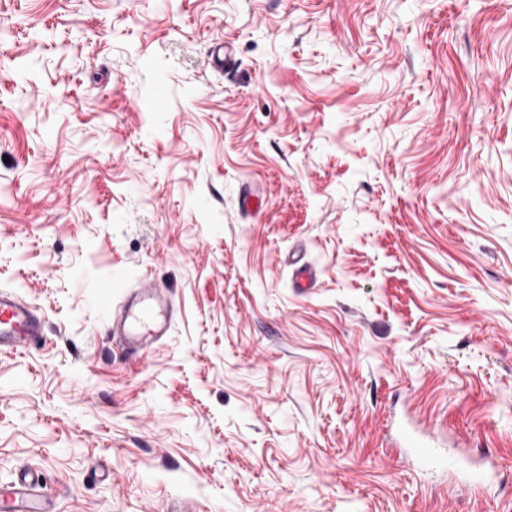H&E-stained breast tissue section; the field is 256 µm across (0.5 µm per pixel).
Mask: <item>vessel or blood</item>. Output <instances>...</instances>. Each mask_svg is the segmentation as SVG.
Returning <instances> with one entry per match:
<instances>
[{
	"label": "vessel or blood",
	"instance_id": "vessel-or-blood-1",
	"mask_svg": "<svg viewBox=\"0 0 512 512\" xmlns=\"http://www.w3.org/2000/svg\"><path fill=\"white\" fill-rule=\"evenodd\" d=\"M175 307L171 296L139 281L127 288L116 307L112 333L119 346L135 355L157 346L168 335ZM46 334V320L31 303L12 291L0 290V353L21 354ZM402 460L424 472L450 459L435 437L426 433L410 415L395 423ZM0 512H51L38 476L26 472L8 486L0 485Z\"/></svg>",
	"mask_w": 512,
	"mask_h": 512
}]
</instances>
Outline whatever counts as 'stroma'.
I'll return each instance as SVG.
<instances>
[{"mask_svg":"<svg viewBox=\"0 0 512 512\" xmlns=\"http://www.w3.org/2000/svg\"><path fill=\"white\" fill-rule=\"evenodd\" d=\"M0 288L47 321L0 482L54 512H512L383 438L409 397L512 486V0H0ZM175 307L171 296L150 284L137 281L116 306L112 334L119 346L130 355L154 348L167 336Z\"/></svg>","mask_w":512,"mask_h":512,"instance_id":"35a3bbf8","label":"stroma"}]
</instances>
